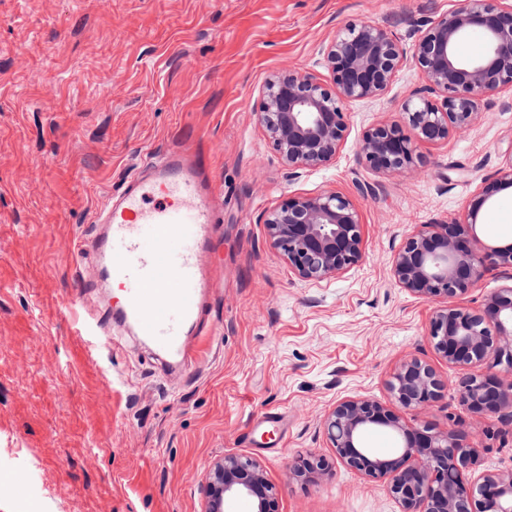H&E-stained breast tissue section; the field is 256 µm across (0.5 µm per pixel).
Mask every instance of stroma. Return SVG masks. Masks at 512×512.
Instances as JSON below:
<instances>
[{"mask_svg":"<svg viewBox=\"0 0 512 512\" xmlns=\"http://www.w3.org/2000/svg\"><path fill=\"white\" fill-rule=\"evenodd\" d=\"M459 0H0V512H203L201 485L227 454L259 459L278 512H401L385 480L337 460L323 430L336 401L390 403L387 382L417 358L447 382L423 415L469 434L477 472L512 473V427L469 413L463 371L426 336L434 301L399 288L394 254L420 224L463 220L474 195L512 165V89L486 97L465 132L424 145L423 167L384 175L362 138L398 120L423 77L413 65L381 97L348 105L336 159L292 171L257 119L273 73H324L348 23L405 33ZM189 142L205 153L224 223L202 364L164 376L134 336L114 351L78 335L101 306L75 286L78 243L146 152ZM333 189L363 223L365 257L321 283L299 281L263 213ZM476 231L512 242V188ZM329 467L292 475L297 457Z\"/></svg>","mask_w":512,"mask_h":512,"instance_id":"stroma-1","label":"stroma"}]
</instances>
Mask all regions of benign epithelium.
<instances>
[{"label":"benign epithelium","mask_w":512,"mask_h":512,"mask_svg":"<svg viewBox=\"0 0 512 512\" xmlns=\"http://www.w3.org/2000/svg\"><path fill=\"white\" fill-rule=\"evenodd\" d=\"M482 31L486 53L466 58V34ZM414 38L412 60L424 85L402 105L403 123L366 131L361 158L372 170L393 174L424 164L420 144H439L471 126L481 100L512 87V4L506 0H460L459 7L428 23ZM407 61L403 40L383 25L348 24L325 54L329 80L312 72L270 76L261 91L260 124L290 169L319 167L340 152L348 133L347 106L381 97ZM512 187V165L500 171L468 205L465 220L419 224L392 262L395 284L426 299H448L434 310L428 336L448 366L468 370L460 383L464 406L479 417L512 424V284L490 292L479 310L449 303L465 296L483 277L486 263L512 269V243L485 245L473 233L493 193ZM269 240L302 282L320 283L348 272L365 253L360 214L336 191L290 196L263 219ZM393 405L368 397L336 402L324 431L336 459L368 479L388 480L402 512H512V474H472L477 450L469 435L441 431L419 414L436 403L444 382L427 363L408 359L387 384ZM412 413L410 419L404 412ZM370 428L397 432L402 448L376 456L362 443ZM327 469L322 458L297 461V478ZM201 491L204 512H224L230 497L246 496L257 512H278L277 489L263 464L229 454L210 468Z\"/></svg>","instance_id":"1"}]
</instances>
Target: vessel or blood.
<instances>
[{
	"label": "vessel or blood",
	"instance_id": "obj_1",
	"mask_svg": "<svg viewBox=\"0 0 512 512\" xmlns=\"http://www.w3.org/2000/svg\"><path fill=\"white\" fill-rule=\"evenodd\" d=\"M215 198L205 159L190 146L146 154L108 198L95 217L99 233L84 245L94 273L81 282L122 291L98 323V344L115 345V332L131 330L169 371L196 363L215 335Z\"/></svg>",
	"mask_w": 512,
	"mask_h": 512
}]
</instances>
